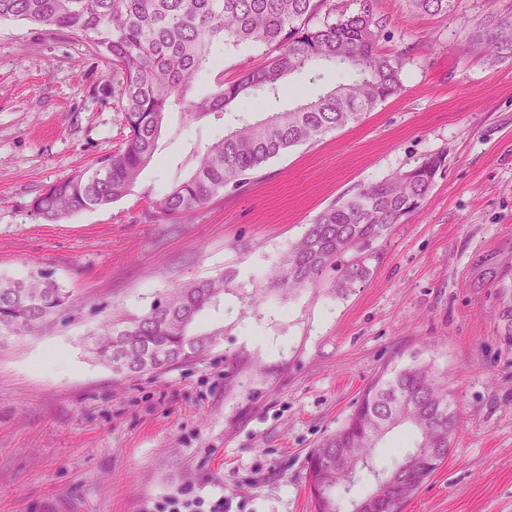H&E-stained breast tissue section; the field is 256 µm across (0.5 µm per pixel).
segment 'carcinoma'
<instances>
[{"instance_id": "cac0c4a2", "label": "carcinoma", "mask_w": 512, "mask_h": 512, "mask_svg": "<svg viewBox=\"0 0 512 512\" xmlns=\"http://www.w3.org/2000/svg\"><path fill=\"white\" fill-rule=\"evenodd\" d=\"M356 11L336 13L334 0H0V19L45 25L83 37L117 76L114 104L121 141L90 173L66 174L46 185L30 204L40 219L58 223L73 214L125 197L158 150L171 101L186 102L190 119L219 115L234 102L276 98L296 72L323 78L324 68L350 67L354 78L318 98L252 124L236 127L197 152L191 174L158 197L148 198L159 221H180L227 188H237L266 162L291 147L355 122L402 88L403 60L383 55L378 41L386 22L372 0H355ZM413 14L448 15L459 0H406ZM262 43L268 52L233 82H224L218 49ZM468 46H484L512 59V17L479 27ZM214 75L208 89L202 74ZM429 154L413 168L373 183L324 209L282 257L269 287L285 293L314 287L336 272L330 287L351 292L370 275L372 244L418 211L444 168ZM232 275L178 281L157 293L148 310L117 308L96 333L91 353L112 368L116 380L131 378L113 367L118 350L133 366L151 356V371H164L202 355L224 328L201 330L200 314L221 302ZM73 305L70 291L40 271L26 278L0 277V340L47 330ZM399 427L417 435L414 449L379 472L376 448ZM459 425L448 399V380L423 364L386 370L362 393L335 432L312 449L306 474L315 512H341V504L367 471L370 490L352 506L372 500H404L421 484L419 470L433 474L448 457ZM344 460L336 463V451Z\"/></svg>"}]
</instances>
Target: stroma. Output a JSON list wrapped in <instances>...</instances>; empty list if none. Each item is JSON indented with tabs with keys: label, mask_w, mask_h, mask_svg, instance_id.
Listing matches in <instances>:
<instances>
[{
	"label": "stroma",
	"mask_w": 512,
	"mask_h": 512,
	"mask_svg": "<svg viewBox=\"0 0 512 512\" xmlns=\"http://www.w3.org/2000/svg\"><path fill=\"white\" fill-rule=\"evenodd\" d=\"M388 19L381 53L404 58L402 90L356 124L266 163L185 223L152 219L195 153L241 122L171 105L154 159L118 202L47 223L30 209L47 184L89 172L122 136L112 69L84 39L0 20V277L42 270L68 288L73 318L0 340V512H145L185 487L224 512H315L308 452L348 418L385 368L428 364L448 378L459 419L439 469L399 512H512V59L469 49L462 27L498 22L463 0L453 16ZM289 77L273 111L347 81ZM440 152L423 207L375 242L369 278L284 295L273 268L328 206ZM233 279L199 328H223L194 361L115 383L88 351L112 305L143 313L178 280ZM63 361L36 371L46 349Z\"/></svg>",
	"instance_id": "stroma-1"
}]
</instances>
